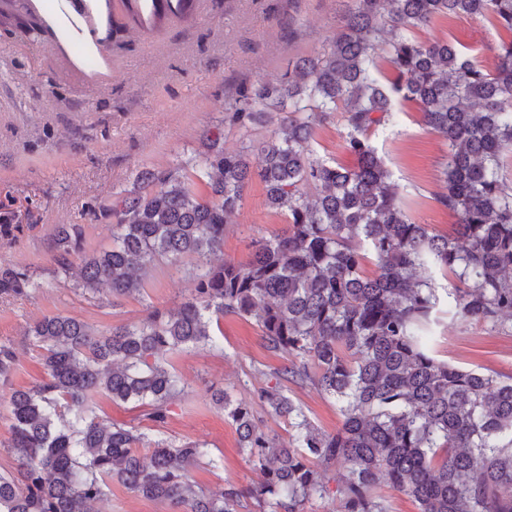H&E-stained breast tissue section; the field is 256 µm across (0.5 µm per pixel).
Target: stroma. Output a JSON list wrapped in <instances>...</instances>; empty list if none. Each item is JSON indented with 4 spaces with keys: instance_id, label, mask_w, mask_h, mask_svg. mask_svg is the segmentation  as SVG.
<instances>
[{
    "instance_id": "35a3bbf8",
    "label": "stroma",
    "mask_w": 512,
    "mask_h": 512,
    "mask_svg": "<svg viewBox=\"0 0 512 512\" xmlns=\"http://www.w3.org/2000/svg\"><path fill=\"white\" fill-rule=\"evenodd\" d=\"M346 0H198L191 22L173 20L144 36L122 32L104 50L103 62H81L73 36L60 28L24 36L0 29V200L13 197L30 212L29 228L0 235V265L25 268L37 283L28 296L0 297V342L12 343L17 365L0 382V471L15 461L5 405L13 390L43 376L41 350L27 329L54 314L79 318L104 331L144 319L152 310L177 308L190 298L196 261L152 267L142 295L91 292L58 272L49 244L58 225L84 227L83 247L112 243V197L133 188L143 169L157 173L197 156L206 132L219 125L224 103L240 88L262 80L281 82L299 58L320 51L337 32ZM418 40H447L464 55L494 67L497 48L512 34L475 16L440 18L415 32ZM316 150L345 166L355 160L343 148L342 113L317 120ZM385 156L392 180L412 221L452 236L456 216L435 200L443 192L448 143L427 127L417 104L396 108L395 122L371 136ZM287 227L285 214L265 205L260 180L246 187L242 206L224 233L223 258L246 260L251 243ZM434 349L439 359L466 370L512 376V320L492 324L459 321L441 312ZM221 349L196 348L173 357L187 384L168 406L163 425L146 419L145 407L101 400V415L137 427L148 443L207 444L213 462H200L190 477L204 490L247 488L261 480L243 451L237 431L211 400L224 389L251 402L262 428L280 443L288 425L257 397L284 365L267 349L254 319L225 315ZM288 397L321 430L333 433L342 417L334 402L311 384L289 385ZM99 512H183L111 485Z\"/></svg>"
}]
</instances>
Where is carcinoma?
I'll return each mask as SVG.
<instances>
[{
  "label": "carcinoma",
  "mask_w": 512,
  "mask_h": 512,
  "mask_svg": "<svg viewBox=\"0 0 512 512\" xmlns=\"http://www.w3.org/2000/svg\"><path fill=\"white\" fill-rule=\"evenodd\" d=\"M130 24L147 31L172 18L189 20L196 0H123ZM481 16L512 32V0H349L339 30L300 60L296 79L258 82L224 105L194 166L180 175L140 174L138 188L110 209L112 245L87 253L83 226L62 224L51 248L62 273L80 286L130 296L157 262L197 260L192 298L174 311H151L138 323L97 331L61 314L28 330L43 349L44 376L8 401L3 447L16 471L0 473V512H92L112 481L131 493L185 512H238L250 495L267 512H303L329 495L326 468L339 461L340 512H387L379 489L414 499L419 512H512V376L457 368L431 350L441 302L437 273L457 272L448 294L461 320L512 318V186L500 174L512 153V40L498 47L494 71L446 40L412 33L441 17ZM110 13L93 10L84 33L101 46ZM389 46L392 79H382L375 52ZM419 105L425 125L448 141L445 192L437 202L457 216V236L413 222L370 134L393 122L395 106ZM345 113L349 168L313 149V118ZM276 122L266 140L224 150V126ZM261 155L251 169L249 156ZM267 187L269 208L288 215L284 233L255 242L245 261L205 266L224 248V230L253 177ZM15 201L0 200V226L20 231ZM371 255L376 271L364 270ZM36 287L27 269L0 266V296ZM226 314L253 317L268 349L287 356L261 402L288 423L287 447L254 422L252 404L222 392L213 402L230 418L261 482L206 492L189 469L207 445L157 442L142 454L136 429L108 425L96 398L147 406L165 423L183 394L171 358L217 348L212 324ZM17 364L0 343V380ZM309 383L332 399L343 422L326 433L284 394Z\"/></svg>",
  "instance_id": "1"
}]
</instances>
